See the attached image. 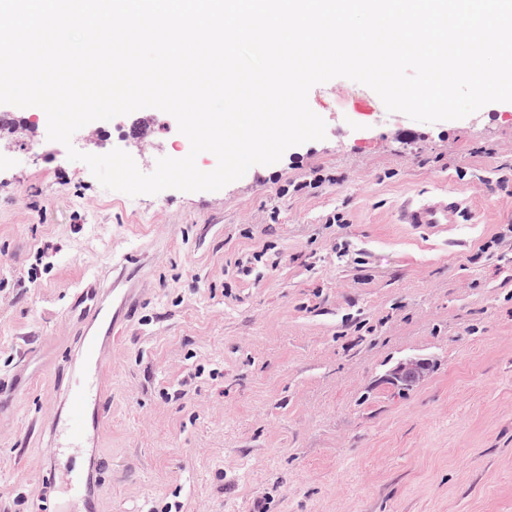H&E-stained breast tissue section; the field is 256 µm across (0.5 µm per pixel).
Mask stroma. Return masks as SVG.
I'll return each instance as SVG.
<instances>
[{"mask_svg": "<svg viewBox=\"0 0 512 512\" xmlns=\"http://www.w3.org/2000/svg\"><path fill=\"white\" fill-rule=\"evenodd\" d=\"M326 137L217 192L128 196L68 148L128 152L143 173L190 150L140 109L48 140L37 107L0 128V375L29 388L0 420V512H27L47 465L29 421L61 393L32 351L63 338L86 279L141 267L113 343L102 512H512V102L411 121L346 78L315 85ZM150 122L151 156L131 129ZM463 223L398 221L432 192ZM504 242L484 251L495 237ZM49 273L31 280L37 246Z\"/></svg>", "mask_w": 512, "mask_h": 512, "instance_id": "1", "label": "stroma"}]
</instances>
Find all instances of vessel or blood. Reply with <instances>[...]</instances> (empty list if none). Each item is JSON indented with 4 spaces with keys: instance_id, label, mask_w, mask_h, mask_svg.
I'll return each instance as SVG.
<instances>
[{
    "instance_id": "obj_1",
    "label": "vessel or blood",
    "mask_w": 512,
    "mask_h": 512,
    "mask_svg": "<svg viewBox=\"0 0 512 512\" xmlns=\"http://www.w3.org/2000/svg\"><path fill=\"white\" fill-rule=\"evenodd\" d=\"M465 208L453 194H436L408 200L400 209V221L430 233L460 223ZM129 265H121L111 286L97 284L78 289L65 310L68 334L77 345L82 360L81 372L72 386L66 387L64 405L49 419L32 421L34 430L50 436L49 462L41 474V484L63 482L73 507L57 512H100L99 475L105 466L93 445L104 427L110 408L105 381L112 343L118 333L130 327L138 311L140 298L127 283ZM20 394L17 375L0 377V414L7 413ZM65 435L70 447L79 451L77 460L65 463L60 457L58 435Z\"/></svg>"
}]
</instances>
